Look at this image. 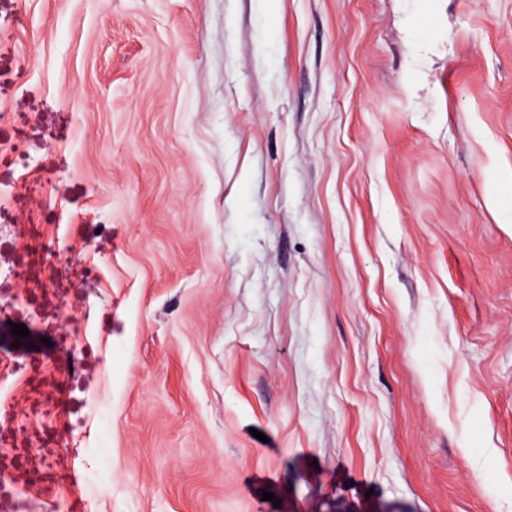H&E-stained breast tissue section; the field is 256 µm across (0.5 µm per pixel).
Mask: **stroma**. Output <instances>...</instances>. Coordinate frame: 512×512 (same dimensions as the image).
<instances>
[{
	"label": "stroma",
	"instance_id": "stroma-1",
	"mask_svg": "<svg viewBox=\"0 0 512 512\" xmlns=\"http://www.w3.org/2000/svg\"><path fill=\"white\" fill-rule=\"evenodd\" d=\"M22 499L512 512V0H0Z\"/></svg>",
	"mask_w": 512,
	"mask_h": 512
}]
</instances>
